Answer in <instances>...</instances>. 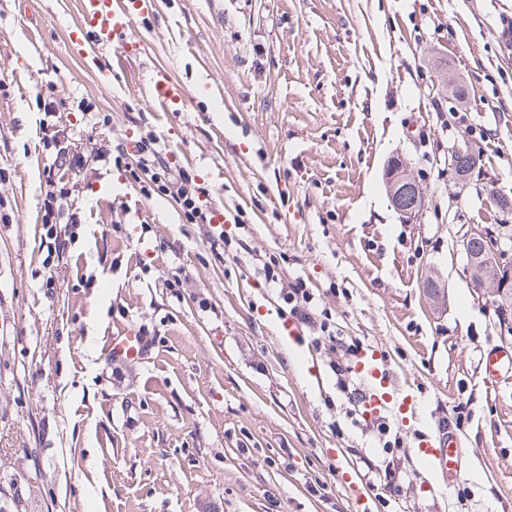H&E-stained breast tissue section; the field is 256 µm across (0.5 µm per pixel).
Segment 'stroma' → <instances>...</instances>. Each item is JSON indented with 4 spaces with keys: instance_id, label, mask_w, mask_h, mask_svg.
I'll use <instances>...</instances> for the list:
<instances>
[{
    "instance_id": "35a3bbf8",
    "label": "stroma",
    "mask_w": 512,
    "mask_h": 512,
    "mask_svg": "<svg viewBox=\"0 0 512 512\" xmlns=\"http://www.w3.org/2000/svg\"><path fill=\"white\" fill-rule=\"evenodd\" d=\"M156 2L133 29L145 54H109L106 83L74 44L78 0H0V512H354L346 475L381 449L309 336L291 346L288 307L255 271L279 255L414 398L415 416L387 417L416 482L373 512H512V378L479 365L512 335L475 299L461 246L512 226L493 202L512 197V0ZM152 65L187 89L184 112L152 111ZM40 83L65 103L48 123ZM147 129L224 224L181 223L114 166ZM61 137L81 169L53 168ZM454 145L480 156L469 179ZM398 161L423 195L411 221L386 191ZM50 178L68 191L47 227ZM219 233L243 249L214 248ZM126 325L145 331L143 359L105 358ZM463 402L464 468L430 491L415 445ZM57 184L47 181V188L44 189V192L41 191V203H40V221L41 224H59L61 213L60 206L58 205V196L61 195V190H58L59 194H57V190L55 188Z\"/></svg>"
}]
</instances>
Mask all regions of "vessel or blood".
<instances>
[{
	"instance_id": "obj_1",
	"label": "vessel or blood",
	"mask_w": 512,
	"mask_h": 512,
	"mask_svg": "<svg viewBox=\"0 0 512 512\" xmlns=\"http://www.w3.org/2000/svg\"><path fill=\"white\" fill-rule=\"evenodd\" d=\"M156 0H80L78 28L84 34L82 51L93 65H100L103 51H128L132 45L129 30L136 17L154 11ZM144 82L150 92V104L157 112L182 111L186 92L156 67L146 68ZM109 357L136 359L143 355V342L135 328H125L112 338L106 348ZM481 366L493 380L512 373V347L496 346L483 353ZM354 370L368 381L371 392L362 404L365 418L380 416L390 408L399 413L412 412L414 406L406 390L392 377L391 371L375 354L360 352ZM463 441L455 430L418 440L416 453L431 472L440 474L445 483H453L463 464Z\"/></svg>"
}]
</instances>
